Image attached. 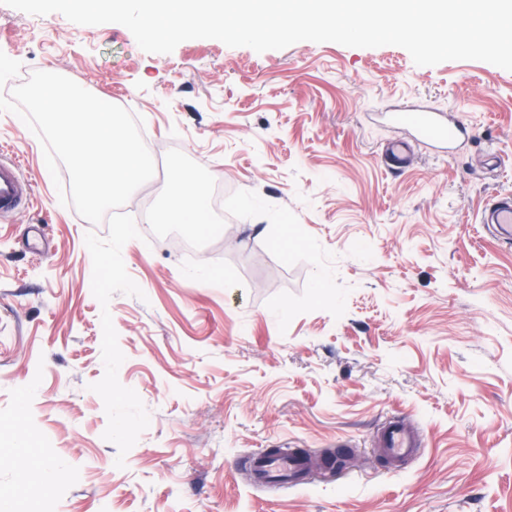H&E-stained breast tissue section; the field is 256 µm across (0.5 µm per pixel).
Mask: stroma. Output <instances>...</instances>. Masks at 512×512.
<instances>
[{
  "mask_svg": "<svg viewBox=\"0 0 512 512\" xmlns=\"http://www.w3.org/2000/svg\"><path fill=\"white\" fill-rule=\"evenodd\" d=\"M0 51L20 79L131 96L175 149L129 215L145 198L161 212L181 172L224 186L194 260L164 236L128 241L143 295L101 307L85 236L107 224L60 203L40 141L0 111V150L35 185L0 222V512H512V246L480 223L512 195V71L334 42L148 53L123 25L1 2ZM410 105L455 112L474 140L387 169L399 132L381 115ZM105 309L118 379L150 417L121 468L90 389ZM394 419L425 437L398 467L378 443ZM269 448L315 464L267 491L245 461Z\"/></svg>",
  "mask_w": 512,
  "mask_h": 512,
  "instance_id": "obj_1",
  "label": "stroma"
}]
</instances>
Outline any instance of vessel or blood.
Segmentation results:
<instances>
[{
	"label": "vessel or blood",
	"instance_id": "obj_1",
	"mask_svg": "<svg viewBox=\"0 0 512 512\" xmlns=\"http://www.w3.org/2000/svg\"><path fill=\"white\" fill-rule=\"evenodd\" d=\"M392 122L411 138L438 149L454 150L468 140V129L454 115L426 109H409L393 113ZM34 189L14 159H0V217L19 214L29 208ZM482 222L486 230L499 242L512 245V198H493L486 204ZM423 444L422 436L406 423L389 422L380 445L392 459L400 460L414 455ZM301 460L289 454H257L253 469L258 479L284 489L289 479L302 469Z\"/></svg>",
	"mask_w": 512,
	"mask_h": 512
}]
</instances>
